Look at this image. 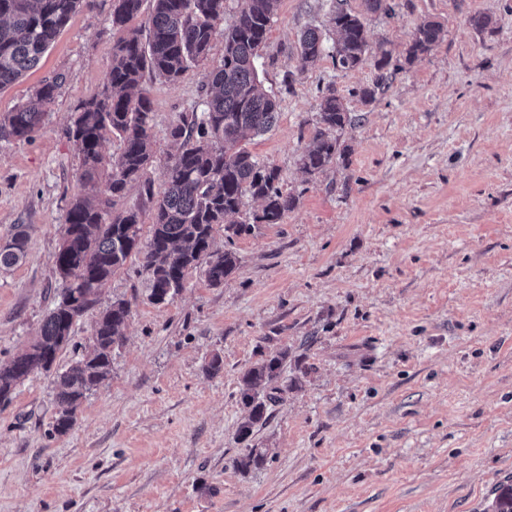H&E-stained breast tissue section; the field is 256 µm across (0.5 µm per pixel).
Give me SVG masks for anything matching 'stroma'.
I'll return each instance as SVG.
<instances>
[{
	"label": "stroma",
	"mask_w": 512,
	"mask_h": 512,
	"mask_svg": "<svg viewBox=\"0 0 512 512\" xmlns=\"http://www.w3.org/2000/svg\"><path fill=\"white\" fill-rule=\"evenodd\" d=\"M395 2L393 18L366 14L371 61L344 72L328 55L301 70L295 49L306 28L332 33L328 0H281L259 61L281 115L247 147L296 207L253 234L217 235L238 258L220 287L193 269L156 305L141 257L112 275L56 361L66 369L88 347L100 309L130 301L112 373L73 428L52 431L50 373L0 405V512H485L512 480V0ZM112 4L91 0L0 91L2 114L58 83L31 137L0 138V243L28 232L24 259L0 271V362L58 300L55 255L82 191L70 116L107 85ZM426 19L442 39L363 102L373 58H401ZM223 51L219 28L178 82L145 80L155 195L177 152L169 129ZM329 85L360 121L340 135L344 156L310 176L299 157ZM283 348L297 384L254 437L265 467L243 473L238 380ZM215 351L224 366L209 376Z\"/></svg>",
	"instance_id": "1"
}]
</instances>
